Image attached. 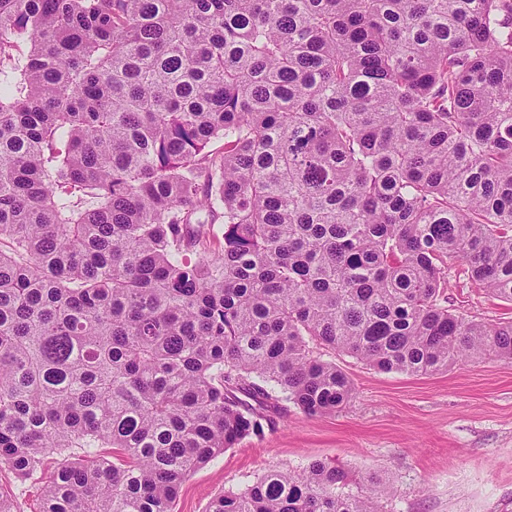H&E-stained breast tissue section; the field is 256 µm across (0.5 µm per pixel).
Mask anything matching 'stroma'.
<instances>
[{
    "mask_svg": "<svg viewBox=\"0 0 512 512\" xmlns=\"http://www.w3.org/2000/svg\"><path fill=\"white\" fill-rule=\"evenodd\" d=\"M461 268L448 263L449 308L476 321L512 320V304L490 298ZM325 357L350 377L353 399L320 417L288 408L262 436L192 472L174 512H208L225 492L314 460L347 470L353 494L362 476L393 477L383 512H512V363L463 361L411 376L381 373L342 353Z\"/></svg>",
    "mask_w": 512,
    "mask_h": 512,
    "instance_id": "35a3bbf8",
    "label": "stroma"
}]
</instances>
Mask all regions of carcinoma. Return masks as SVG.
I'll return each mask as SVG.
<instances>
[{
    "label": "carcinoma",
    "instance_id": "carcinoma-1",
    "mask_svg": "<svg viewBox=\"0 0 512 512\" xmlns=\"http://www.w3.org/2000/svg\"><path fill=\"white\" fill-rule=\"evenodd\" d=\"M222 141L218 148L213 147ZM512 0H0V471L172 512L348 375L512 361ZM315 460L209 512H381ZM461 262L448 261V308L469 319L484 322L512 320V304L490 298L482 288L469 282L463 275Z\"/></svg>",
    "mask_w": 512,
    "mask_h": 512
}]
</instances>
